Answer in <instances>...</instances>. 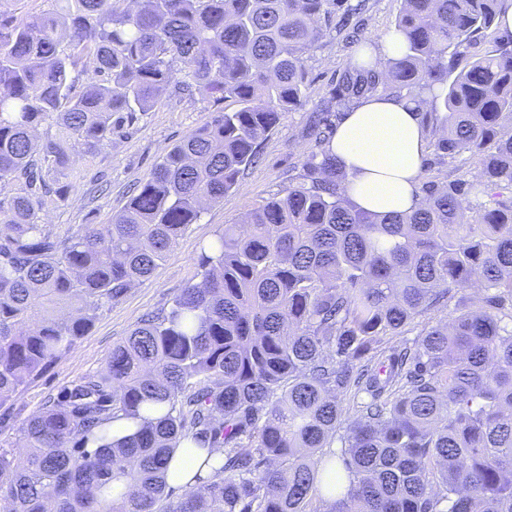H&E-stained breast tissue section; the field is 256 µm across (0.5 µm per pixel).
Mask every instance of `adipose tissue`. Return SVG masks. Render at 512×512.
I'll return each mask as SVG.
<instances>
[{
	"mask_svg": "<svg viewBox=\"0 0 512 512\" xmlns=\"http://www.w3.org/2000/svg\"><path fill=\"white\" fill-rule=\"evenodd\" d=\"M402 37L389 32L359 46L352 62L376 69L399 57ZM423 104L406 95L378 92L345 112L328 149L348 175V197L371 214H403L421 204L422 160L429 134Z\"/></svg>",
	"mask_w": 512,
	"mask_h": 512,
	"instance_id": "adipose-tissue-1",
	"label": "adipose tissue"
}]
</instances>
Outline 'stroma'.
Wrapping results in <instances>:
<instances>
[{"mask_svg": "<svg viewBox=\"0 0 512 512\" xmlns=\"http://www.w3.org/2000/svg\"><path fill=\"white\" fill-rule=\"evenodd\" d=\"M401 0H367L349 28L357 41L378 38L393 29ZM356 43L345 34H327L308 55L305 105L287 113L259 146V158L223 201L207 205L198 223L189 225L166 259L147 280L127 288L100 310L92 327L61 360L0 405V448L12 449L25 421L74 382L100 373L112 348L148 314L168 308L189 284L199 282L197 256L202 242L224 225L239 223L275 194L288 189V174L322 146L309 133V117L350 62ZM218 106L201 94L174 93L149 110L123 115L112 137L92 157L71 151L73 175L63 193H50L39 212L41 223L109 224L127 203L133 188L148 177L160 158L191 130L203 125Z\"/></svg>", "mask_w": 512, "mask_h": 512, "instance_id": "obj_1", "label": "stroma"}]
</instances>
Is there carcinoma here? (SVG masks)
<instances>
[{
    "mask_svg": "<svg viewBox=\"0 0 512 512\" xmlns=\"http://www.w3.org/2000/svg\"><path fill=\"white\" fill-rule=\"evenodd\" d=\"M0 16V403L152 275L203 204L306 99V56L350 0H58ZM512 0H402L406 51L347 67L314 122L379 91L427 104L421 206L366 213L328 151L293 186L200 246L201 280L112 348L0 449L9 512H512ZM224 111L156 164L111 223L54 230L46 181L70 148L112 142V115L172 89ZM40 126L50 135L32 141ZM483 293L471 303L469 291ZM448 324L388 346L414 319ZM353 393L347 417L342 397ZM129 433L112 434V420ZM337 436L338 461L317 451ZM205 454L174 495L182 442ZM450 309L441 308V309H435L432 310L426 317L425 320L422 322V318H417L409 327L408 332L406 336H396L389 340L390 344H397L400 339H414L417 334L420 332L423 324L425 322H429L430 325H436V324H445L448 323L450 316Z\"/></svg>",
    "mask_w": 512,
    "mask_h": 512,
    "instance_id": "obj_1",
    "label": "carcinoma"
}]
</instances>
